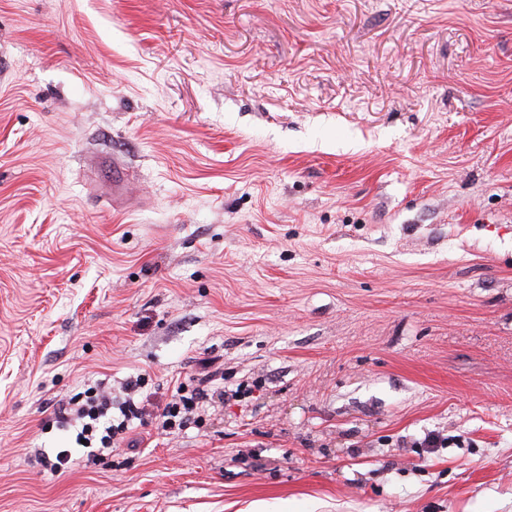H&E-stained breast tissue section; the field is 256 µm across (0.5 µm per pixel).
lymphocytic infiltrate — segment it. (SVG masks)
I'll return each mask as SVG.
<instances>
[{
	"mask_svg": "<svg viewBox=\"0 0 512 512\" xmlns=\"http://www.w3.org/2000/svg\"><path fill=\"white\" fill-rule=\"evenodd\" d=\"M191 386H176L168 402L147 408L137 399L141 379L128 382L130 398L113 405L108 394L86 390L83 395L59 404L54 419L60 429L75 431L77 439L85 440L87 448L111 449L115 436L125 434L134 420L151 419L158 431L169 434L183 431L203 422V415L217 393L216 384L224 377V369L215 359H202Z\"/></svg>",
	"mask_w": 512,
	"mask_h": 512,
	"instance_id": "lymphocytic-infiltrate-1",
	"label": "lymphocytic infiltrate"
}]
</instances>
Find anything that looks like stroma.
<instances>
[{"mask_svg": "<svg viewBox=\"0 0 512 512\" xmlns=\"http://www.w3.org/2000/svg\"><path fill=\"white\" fill-rule=\"evenodd\" d=\"M0 512H512V0H0ZM197 366L191 389L179 384L164 406L149 409L143 401L135 398L142 387L143 376L137 375L127 383L133 395L118 406L123 419L117 424L114 416L112 418V398L105 392L94 393L92 387L66 404H59L54 410L55 422L62 430H75V442L82 448H99L97 451L89 450L91 455L96 456H104V450L112 451L114 437L125 434L131 421L138 420L139 425L147 424L146 416L151 423L154 421L158 431L165 434L186 430L191 425L198 427L203 422L207 407L214 402L218 392L217 381L224 380V369L216 359H200ZM81 439L86 440V444H82Z\"/></svg>", "mask_w": 512, "mask_h": 512, "instance_id": "35a3bbf8", "label": "stroma"}]
</instances>
